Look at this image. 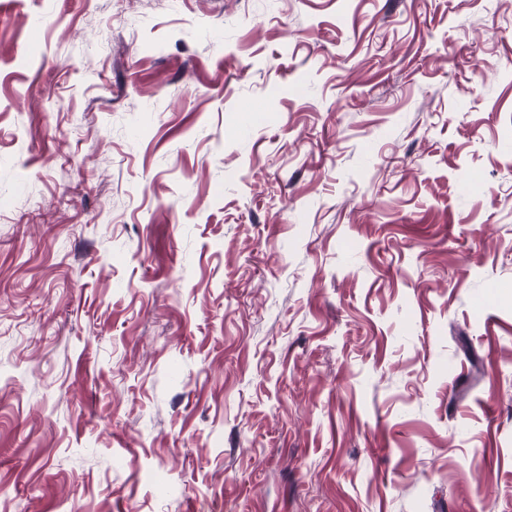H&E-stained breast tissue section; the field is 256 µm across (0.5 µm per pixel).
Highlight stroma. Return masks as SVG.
Returning <instances> with one entry per match:
<instances>
[{
	"label": "stroma",
	"instance_id": "stroma-1",
	"mask_svg": "<svg viewBox=\"0 0 512 512\" xmlns=\"http://www.w3.org/2000/svg\"><path fill=\"white\" fill-rule=\"evenodd\" d=\"M0 512H512V0H0Z\"/></svg>",
	"mask_w": 512,
	"mask_h": 512
}]
</instances>
